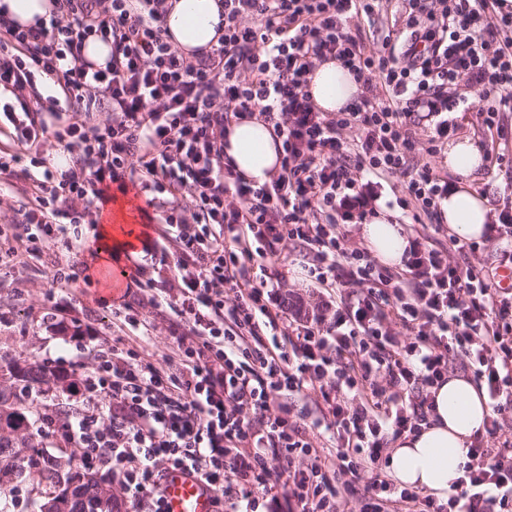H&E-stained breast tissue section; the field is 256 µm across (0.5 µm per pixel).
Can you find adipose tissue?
Segmentation results:
<instances>
[{
  "label": "adipose tissue",
  "instance_id": "ef3b65f1",
  "mask_svg": "<svg viewBox=\"0 0 512 512\" xmlns=\"http://www.w3.org/2000/svg\"><path fill=\"white\" fill-rule=\"evenodd\" d=\"M167 29L175 47L183 52L217 45L220 34L218 0H166ZM309 90L314 105L323 112H337L358 96L360 86L347 69L334 60L316 64ZM224 154L244 178L264 183L280 169L279 155L270 128L260 119L233 122L226 136ZM481 163V154L470 139L449 144L448 169L458 183L439 204L450 231L461 238L483 236L489 208L467 183ZM360 238L384 265H401L408 236L393 223L386 206H378L360 228ZM434 412L418 437L399 441L389 458V472L398 483L423 487L443 495L462 476L466 446L479 433L488 414L486 399L468 379L452 377L433 390Z\"/></svg>",
  "mask_w": 512,
  "mask_h": 512
}]
</instances>
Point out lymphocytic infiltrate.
<instances>
[{
	"label": "lymphocytic infiltrate",
	"instance_id": "obj_1",
	"mask_svg": "<svg viewBox=\"0 0 512 512\" xmlns=\"http://www.w3.org/2000/svg\"><path fill=\"white\" fill-rule=\"evenodd\" d=\"M56 2L39 26L0 17V131L31 162L19 172L17 156L0 159V186L28 182L15 254L41 255L64 225L93 223L111 188L138 189L176 255L178 321L164 366L139 360L122 336L83 378L80 361L59 363L78 403L40 414L38 433H62L136 512H165L158 487L178 468L212 487L219 512H345L356 497L360 512H512V291L492 268L454 262L475 242L437 246L443 178L410 162L436 154L455 113L474 112L486 161L502 167L512 11L500 0H405L404 27L371 47L347 24L373 19L378 0H221L218 46L187 55L170 41L164 0ZM91 36L111 46L105 67L84 56ZM327 60L361 87L338 112L319 111L309 91ZM40 77L59 95L35 93ZM255 115L283 151L260 185L224 155L230 124ZM423 121L434 130L424 140ZM49 140L65 163L46 166ZM398 174L404 218L433 226L409 238L394 270L348 250L340 227L365 223ZM289 247L319 261L303 277L316 299L306 314L289 312L277 288ZM453 368L472 374L490 413L462 477L436 498L395 484L383 465L392 441L420 433L432 388ZM304 392L325 406L334 447L314 446L308 409L288 404ZM297 456L304 467L273 471Z\"/></svg>",
	"mask_w": 512,
	"mask_h": 512
}]
</instances>
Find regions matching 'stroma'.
Listing matches in <instances>:
<instances>
[{
  "mask_svg": "<svg viewBox=\"0 0 512 512\" xmlns=\"http://www.w3.org/2000/svg\"><path fill=\"white\" fill-rule=\"evenodd\" d=\"M502 172L480 166L469 181L472 191L486 198L490 207V223H498L504 210ZM16 194L0 197V367L13 358L56 365L59 359H84L93 363L98 349L110 347L113 337L133 335L134 330L117 315L126 305L137 306L146 320L152 341L139 347L141 360L163 361L173 350L169 326L176 316L168 307H152L142 303V291L128 287L126 280L107 282L114 270L142 263L158 288L174 282L175 258L155 261L146 250L152 228L144 226L141 217L129 219L126 228L137 240L133 253H116L108 263L98 265L92 284L77 282L68 286L51 285L47 272L69 264L71 255L63 245H56L38 257L24 261L15 259L12 249ZM89 325L84 351H77L68 332L73 324Z\"/></svg>",
  "mask_w": 512,
  "mask_h": 512,
  "instance_id": "1",
  "label": "stroma"
}]
</instances>
